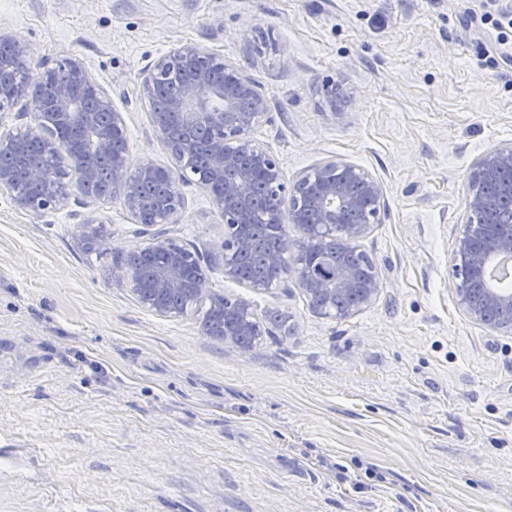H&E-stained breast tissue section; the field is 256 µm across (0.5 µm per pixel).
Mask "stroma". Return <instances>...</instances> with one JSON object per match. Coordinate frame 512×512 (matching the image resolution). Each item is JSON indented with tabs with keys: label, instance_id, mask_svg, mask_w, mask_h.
<instances>
[{
	"label": "stroma",
	"instance_id": "obj_1",
	"mask_svg": "<svg viewBox=\"0 0 512 512\" xmlns=\"http://www.w3.org/2000/svg\"><path fill=\"white\" fill-rule=\"evenodd\" d=\"M482 0H0V32L80 59L126 122L130 167L170 163L142 71L185 43L252 79L251 133L285 180L343 159L383 185L360 245L376 301L322 318L295 278L224 274L196 179L164 225L209 292L276 308L246 352L142 307L113 267L152 241L119 199L87 252L78 201L0 194V512H512V335L456 304L451 254L482 154L512 144V67ZM352 96L342 114L325 84Z\"/></svg>",
	"mask_w": 512,
	"mask_h": 512
}]
</instances>
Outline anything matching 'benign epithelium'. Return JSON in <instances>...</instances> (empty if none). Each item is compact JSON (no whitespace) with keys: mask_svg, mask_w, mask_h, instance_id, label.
<instances>
[{"mask_svg":"<svg viewBox=\"0 0 512 512\" xmlns=\"http://www.w3.org/2000/svg\"><path fill=\"white\" fill-rule=\"evenodd\" d=\"M14 46L16 66L30 78L14 83L9 101L0 100V112L25 99L31 106V123L24 131H0V156L20 153L26 141H38L51 152H65L70 168L62 165L31 166L25 186L20 188L13 167L0 165V193L17 206L32 211L60 210L74 193L81 194L85 206L95 205L114 195L122 198L127 211L135 216L142 205V181L156 174L157 166L142 164L130 170L125 155L112 156V143L126 135V123L111 98L100 89L83 63L76 58L44 61L37 71L30 67L29 47L14 36L0 32V42ZM189 71L179 95L169 102V110L189 127L207 121L213 137L210 167L200 185L216 190L213 201L224 223L241 228L251 223V203L256 195L255 172L265 181L271 207L281 222L296 224L310 235L312 242L333 236L341 247L336 278L322 280L306 273L303 291L321 316L344 320L372 304L380 292L377 276L363 265H354L346 254L374 224L384 210L382 183L370 173L345 160L325 161L286 183L278 161L250 136L268 112L266 97L224 58L202 51L194 44H182L161 56L143 72L136 92L151 101L172 67ZM171 165L163 168L176 176L191 167V149L186 145L169 147ZM512 171V145L481 155L474 162L465 188L466 221L452 252V267L466 265L481 282L480 298L462 282L455 285L456 303L473 323L493 332L511 336L512 322L493 321L496 313L512 312V289L485 282L489 267L502 258L512 260V227L492 236L485 245H475L482 226L476 217L489 206L483 186ZM185 210L180 188L170 190L157 206L156 223L176 224ZM83 235L107 248L110 237L103 221L91 210L82 221ZM251 247L250 236L240 233L224 247V274L236 277L232 255ZM153 248L166 254V261L154 273L150 291L141 290L128 268L116 267L112 277L129 284L140 303L158 316L182 317L186 307L175 305L171 297L182 293L186 301H197L207 293L206 280L190 275L199 259L171 238L157 237ZM293 255L292 239L286 237L281 248L268 257L269 266L279 271ZM250 303L236 301L235 329L224 330V341L238 345V337L250 329Z\"/></svg>","mask_w":512,"mask_h":512,"instance_id":"7a95c632","label":"benign epithelium"}]
</instances>
